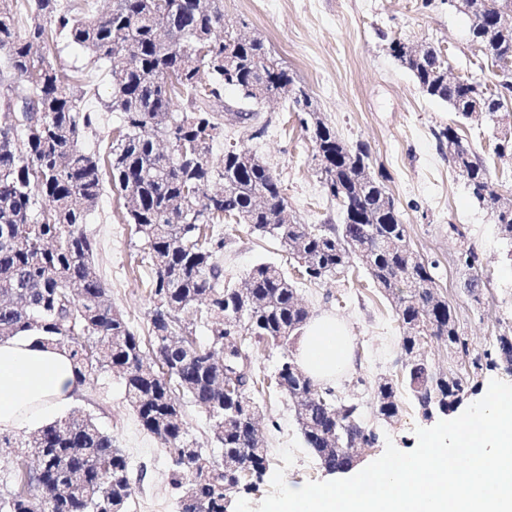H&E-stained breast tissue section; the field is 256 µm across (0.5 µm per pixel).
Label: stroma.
<instances>
[{"mask_svg":"<svg viewBox=\"0 0 512 512\" xmlns=\"http://www.w3.org/2000/svg\"><path fill=\"white\" fill-rule=\"evenodd\" d=\"M223 2L226 19L260 34L275 57L296 73L340 138L350 145L368 146L373 168L389 177L387 186L407 226L411 247L422 258L439 261L438 290L455 307L474 347L489 346L503 326L512 325V261L506 257L508 247L491 207L470 195L465 179L448 164L447 148L439 146L432 131L448 125L459 128L462 138L489 164L497 191L505 198H512V161L495 157L497 133L491 123L459 119L446 103L422 93L389 53L395 37L431 44L447 53L454 76L491 82L470 40L466 15L446 0ZM90 77L94 93L87 107L95 121L80 143L104 155L118 118L102 109L111 93L107 68L91 71ZM214 108L224 123L214 158H221L232 144L257 153L281 182L288 209L300 223H338L339 208L328 200L320 182L310 135L285 100L253 107L228 88ZM250 110L257 111V120L237 119V112ZM124 213L121 192L105 185L84 231L96 243L98 277L142 337L148 354L153 348L147 338L153 301L143 281L152 261ZM452 224L464 225L465 239L449 235ZM215 232L224 238L219 260L228 281L240 282L262 261L287 264L284 250L273 238L255 236L230 221L216 226ZM467 245L478 254L486 283L477 303L465 292L464 273L458 266L459 253ZM298 288L310 316L326 313L349 328L353 361L337 374L336 385L357 395L365 413L373 414V385L398 371L400 329L394 310L359 265L342 276L299 282ZM251 399L260 411L270 466L281 467L279 447L300 435L294 407L280 394L255 393ZM73 408L92 415L127 455L134 486L129 512H176V492L168 483L171 453L142 429L120 379L108 371L98 372L84 384Z\"/></svg>","mask_w":512,"mask_h":512,"instance_id":"obj_1","label":"stroma"}]
</instances>
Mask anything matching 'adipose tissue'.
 Returning <instances> with one entry per match:
<instances>
[{"mask_svg":"<svg viewBox=\"0 0 512 512\" xmlns=\"http://www.w3.org/2000/svg\"><path fill=\"white\" fill-rule=\"evenodd\" d=\"M352 354L347 327L321 315L305 325L295 360L307 375L329 384ZM81 390L66 347L42 346L31 336L0 341V431L35 430L63 418Z\"/></svg>","mask_w":512,"mask_h":512,"instance_id":"1","label":"adipose tissue"}]
</instances>
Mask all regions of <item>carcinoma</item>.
<instances>
[{"label": "carcinoma", "mask_w": 512, "mask_h": 512, "mask_svg": "<svg viewBox=\"0 0 512 512\" xmlns=\"http://www.w3.org/2000/svg\"><path fill=\"white\" fill-rule=\"evenodd\" d=\"M470 35L478 51L497 67L512 62V25L497 19L512 12V0H464ZM64 39L90 51L92 64L111 62L112 92L105 108L120 117L112 139L109 174L124 194L129 223L153 262L145 285L155 307L149 333L160 370H142V341L113 304L93 270L94 247L82 225L101 195L99 158L79 142L93 123L82 107L87 89L67 83L41 53ZM391 56L429 97L447 103L462 118L484 97L489 120L505 128L495 156L512 158V87H492L472 78L448 79V60L431 47L411 58L393 39ZM0 69L7 111L0 114V338L36 332L67 347L84 384L99 371L115 374L142 427L173 456L168 481L178 495L176 512H228L243 491L260 485L269 469L268 449L257 436L258 409L245 393L264 385L292 402L305 447L328 472L354 467L350 449L379 440L355 395L310 376L299 378L294 357L282 356L269 377L252 368L259 345L286 347L309 319L295 282L274 263L259 262L239 286L224 283L217 254L224 238L209 225L230 218L248 231L277 240L301 278L315 282L364 266L395 311L401 329V372L374 389L376 418L402 412L401 391L426 414L456 412L479 390L484 369L512 363V326L490 348L472 347L456 311L438 293L437 264L414 252L387 177L371 170L367 146L344 143L323 119L311 135L328 198L342 222L308 226L289 217L282 187L271 169L246 149L224 152L220 166L213 142L224 135L213 103L226 87L257 103L279 86H297L263 38L227 40L222 0H112V9L89 14L74 0H0ZM177 84L166 87L170 75ZM187 100L188 108L176 105ZM311 96L289 99L304 130ZM455 144L448 163L466 180L474 198L495 193L490 167L455 128L433 131ZM495 224L512 245V210L495 213ZM467 295L481 302L484 282L469 247ZM200 315L209 326L194 356L178 346L181 315ZM436 338L469 369L441 371L428 360L425 339ZM202 406L211 419L207 451L189 439L178 394ZM44 449L29 470L41 498L0 494V512H126L134 493L129 461L115 439L91 415L69 416L19 440L0 433V448Z\"/></svg>", "instance_id": "obj_1"}]
</instances>
